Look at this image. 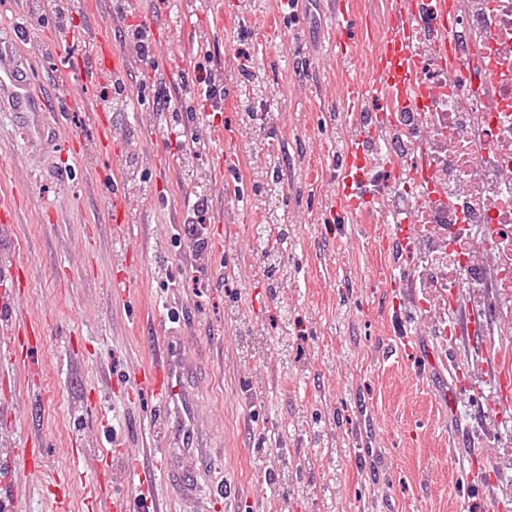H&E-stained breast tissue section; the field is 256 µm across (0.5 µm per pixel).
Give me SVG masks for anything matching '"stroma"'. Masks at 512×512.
Masks as SVG:
<instances>
[{"instance_id":"stroma-1","label":"stroma","mask_w":512,"mask_h":512,"mask_svg":"<svg viewBox=\"0 0 512 512\" xmlns=\"http://www.w3.org/2000/svg\"><path fill=\"white\" fill-rule=\"evenodd\" d=\"M389 0H346L351 15L366 19L357 53L337 62L324 44L331 20L304 4L297 20L286 19L276 0H221L224 25L210 30L202 13L173 26L161 21L152 40V62L139 69L130 93L144 103L115 107L124 192L136 225L137 277L129 297L109 288L116 269L112 253L124 249L104 216V197L93 167L78 154L97 148V132L80 110H63L60 126H32L0 112V171L20 181L24 213L10 243L28 272L18 304L46 323L32 361L37 375L28 386L0 367V449L39 436L45 443L41 467L16 464L0 479V497L15 495L24 512H51L47 479L61 464L71 471L72 512H104L132 492L134 474L91 493L89 480L101 469H121L114 441L125 450L141 448L156 400L138 395L130 382L147 368L157 342L155 323L176 310L191 333L190 353L204 371L199 401L224 438V453L213 465V485L203 496L214 512H512V409L488 406L492 392L484 377L491 365L512 358V314L489 297L457 291L461 307L489 308L483 345L450 342L441 336L443 305L434 295L401 293L400 311L387 314L388 276L412 278L425 259L423 230L408 227L400 265L383 251V237L395 233L379 221L402 180L373 177L378 209L337 222L328 198L336 176L337 143L352 133L343 95L348 77L366 72L382 36ZM38 27L28 29L20 53L37 73H63L85 44L48 49L57 32L46 0H30ZM208 30L199 61L223 86L237 85L243 66L255 68L275 94L262 123L236 114L233 148L236 169L214 180L208 147L190 148L188 116L171 125L154 106L155 90L172 100L199 106L195 79L168 70L172 41ZM69 128L77 153L51 154ZM278 147L281 192L278 212L294 228L290 248L277 272H270L265 246L255 234L265 223L264 205L250 200L266 177L259 131ZM207 190L211 209L223 210L224 227L206 223L205 237H224V255L197 249L171 223L170 210L187 206ZM278 290H271V280ZM412 337L414 346L444 349L447 367L422 371L417 355L396 360L380 355L384 343ZM467 376L454 410L432 397L434 388ZM110 384L100 400L102 384ZM481 417L475 435L487 462L500 475L497 486L479 489L462 481L459 458L447 433ZM368 423L371 459L351 445L352 434Z\"/></svg>"}]
</instances>
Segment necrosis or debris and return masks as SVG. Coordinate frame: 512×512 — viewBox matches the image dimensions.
Listing matches in <instances>:
<instances>
[{
	"label": "necrosis or debris",
	"mask_w": 512,
	"mask_h": 512,
	"mask_svg": "<svg viewBox=\"0 0 512 512\" xmlns=\"http://www.w3.org/2000/svg\"><path fill=\"white\" fill-rule=\"evenodd\" d=\"M502 0H463L455 12L463 36L453 59L441 61L425 49L428 61L420 81L427 90L424 111L399 113L389 139L379 142L382 155H412L427 179L405 196L417 223L434 231L445 252L455 251L463 236L482 240L484 251L468 250L458 257L460 277L448 282L438 268L427 267L421 287L439 295L450 333L459 314L454 288L496 292L512 288V260L499 257L501 242L512 241V34L499 22ZM493 69L496 80L473 85L467 74L475 67ZM466 141L470 169L458 171L451 147Z\"/></svg>",
	"instance_id": "necrosis-or-debris-1"
}]
</instances>
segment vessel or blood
<instances>
[{
    "instance_id": "b4317fda",
    "label": "vessel or blood",
    "mask_w": 512,
    "mask_h": 512,
    "mask_svg": "<svg viewBox=\"0 0 512 512\" xmlns=\"http://www.w3.org/2000/svg\"><path fill=\"white\" fill-rule=\"evenodd\" d=\"M435 17L433 34L437 39L441 57L455 50L454 22L448 12V0H433ZM331 13L335 35L331 49L339 62H350L364 22L352 18L343 9L341 0H333ZM422 26L421 0H392L386 28L379 49L368 73L349 78L346 84V110L350 115L370 113L369 122L357 125L343 150L340 172L336 177V196L331 206L337 218L364 212L371 200L369 173L381 167L395 169L392 159L375 153L374 145L380 137L393 129V114L400 107L413 104L419 96L418 80L420 55L414 48V39ZM64 41L75 39L94 44L96 54L92 60L77 56L71 58L63 78L35 87L33 73L14 52L0 50V110L19 118L29 116L44 120L58 117L62 107L79 106L85 120L99 133V150L93 162L97 171L99 189L106 192V209L112 225V234L127 237L132 228L125 195L115 179L118 166L113 151L112 124L106 113L86 100H76L68 93V82L87 77L100 82L125 75L138 61L135 48L113 49L105 36L103 26L94 19H86L80 29L64 34ZM189 141H202L207 146L222 148L220 168L231 169L236 155L230 144L233 136L225 126L214 124L207 113L192 116L188 132ZM17 193L0 194V242L11 239L18 222ZM120 268L110 288L119 296L130 293L133 286L135 263L130 252L115 258ZM27 284L24 270L10 256L0 253V332H8L13 345L6 354L23 377H30L29 356L38 348L43 335L40 321L25 316L15 303L16 295ZM189 335L183 326L165 325L161 328L160 342L152 362L134 380V386L143 394L155 397L162 413L163 426L155 434L150 448L138 452L137 470L141 480L155 476H170L180 467L184 455L191 454L202 461L199 475L183 479L176 496L155 495L142 501L140 495L130 496L117 512H173L174 498L192 503L202 500L203 479L209 478L212 430L207 415L194 396L191 378L198 365L188 356ZM495 392L496 405L512 403V373L495 371L490 379ZM456 448L461 451V469L466 482H473L480 473H490L491 467L476 448L472 427H459L454 432Z\"/></svg>"
}]
</instances>
